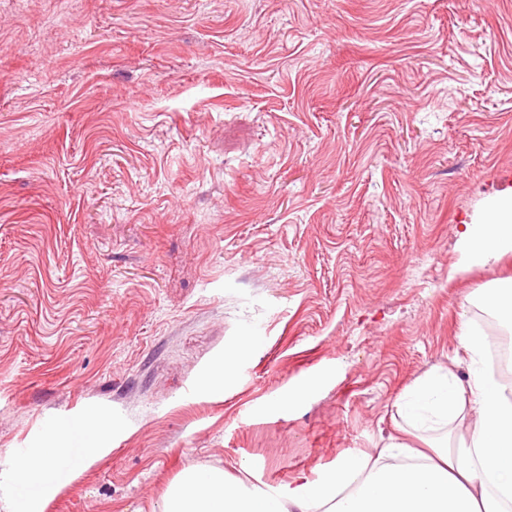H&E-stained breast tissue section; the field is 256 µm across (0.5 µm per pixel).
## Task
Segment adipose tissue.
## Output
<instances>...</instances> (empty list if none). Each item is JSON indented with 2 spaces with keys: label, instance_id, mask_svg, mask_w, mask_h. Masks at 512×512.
Listing matches in <instances>:
<instances>
[{
  "label": "adipose tissue",
  "instance_id": "1",
  "mask_svg": "<svg viewBox=\"0 0 512 512\" xmlns=\"http://www.w3.org/2000/svg\"><path fill=\"white\" fill-rule=\"evenodd\" d=\"M457 235V273L512 255V191L488 200ZM486 338L463 322L469 381L439 368L418 377L393 404L396 435L372 452L341 456L321 480L260 490L223 466L191 465L167 487L159 512H512V397L484 367ZM465 424L469 437L455 439ZM111 432L94 408L54 427L46 446L23 456L26 479L13 491L25 493L28 512H42L60 489L58 466L70 452L88 468L106 453Z\"/></svg>",
  "mask_w": 512,
  "mask_h": 512
}]
</instances>
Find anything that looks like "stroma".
<instances>
[{"mask_svg": "<svg viewBox=\"0 0 512 512\" xmlns=\"http://www.w3.org/2000/svg\"><path fill=\"white\" fill-rule=\"evenodd\" d=\"M510 189L512 0H0V483L90 407L109 452L44 512L380 447L417 377L468 381L512 260L456 275V231ZM259 341V336H254L252 334L239 336L231 347L227 357L224 358L223 365H221L214 374L205 381L203 385L204 390L214 395H223L224 385L226 386V382L231 376L234 362L253 350ZM314 388V383H307L302 384L295 389H291L289 391L287 390L271 400L269 403V408L272 410H288V406H294L308 400L314 391Z\"/></svg>", "mask_w": 512, "mask_h": 512, "instance_id": "obj_1", "label": "stroma"}]
</instances>
